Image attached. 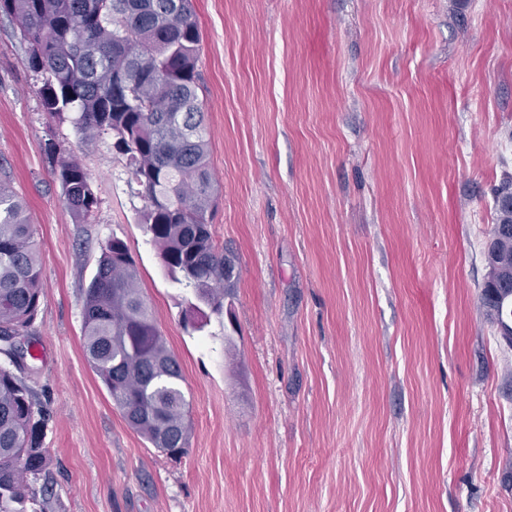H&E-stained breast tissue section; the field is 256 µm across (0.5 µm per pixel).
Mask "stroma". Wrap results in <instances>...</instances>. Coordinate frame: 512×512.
Instances as JSON below:
<instances>
[{
  "label": "stroma",
  "instance_id": "35a3bbf8",
  "mask_svg": "<svg viewBox=\"0 0 512 512\" xmlns=\"http://www.w3.org/2000/svg\"><path fill=\"white\" fill-rule=\"evenodd\" d=\"M223 317L185 326L111 140L43 112L0 16V180L42 268L44 512H512V347L479 294L512 180V0H192ZM91 172L76 223L44 147ZM124 240L190 402L173 461L83 349L101 247Z\"/></svg>",
  "mask_w": 512,
  "mask_h": 512
}]
</instances>
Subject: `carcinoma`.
<instances>
[{
    "mask_svg": "<svg viewBox=\"0 0 512 512\" xmlns=\"http://www.w3.org/2000/svg\"><path fill=\"white\" fill-rule=\"evenodd\" d=\"M0 15L17 24L28 68L50 116L72 113L85 139L112 136L113 148L139 187V212L167 276L192 289L201 331L223 315L233 272L214 244L209 214L215 179L209 168L199 104L200 29L190 0H0ZM52 174L66 208L92 219L100 200L92 174L53 140ZM495 195V235L512 225ZM35 228L25 201L0 180V334L33 335L42 295ZM496 290L482 288L481 306L512 347V267L497 269ZM83 349L128 425L171 458L187 452L189 401L180 365L167 348L150 305L137 288L125 241L102 248L82 307ZM32 389L0 366V512H38L33 482L46 470L43 420Z\"/></svg>",
    "mask_w": 512,
    "mask_h": 512,
    "instance_id": "obj_1",
    "label": "carcinoma"
}]
</instances>
